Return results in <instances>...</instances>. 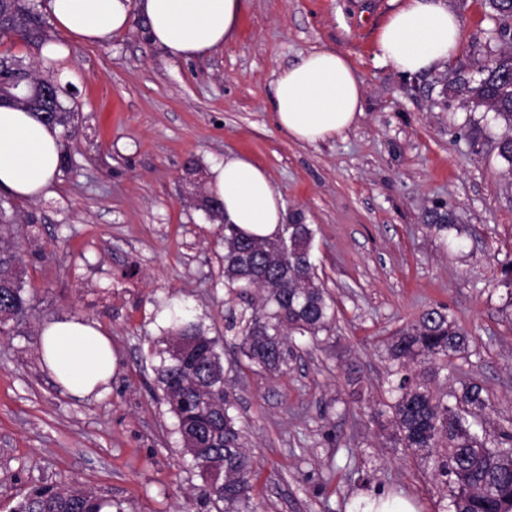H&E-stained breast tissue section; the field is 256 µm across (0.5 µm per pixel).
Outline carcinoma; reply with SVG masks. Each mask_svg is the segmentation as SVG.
Listing matches in <instances>:
<instances>
[{"mask_svg":"<svg viewBox=\"0 0 512 512\" xmlns=\"http://www.w3.org/2000/svg\"><path fill=\"white\" fill-rule=\"evenodd\" d=\"M499 17L501 33L512 31V0H488ZM13 36L27 45L43 44L47 31L33 0H0V37ZM33 74L24 106L42 122L76 133L75 113L64 106L63 89L48 96L44 79ZM464 89L479 106L494 111L511 134L502 137L498 155L512 172V53L484 66V77ZM206 216L224 224V289L227 302H243L231 311L226 330L234 332L246 369L279 376L297 356L296 337L318 342L335 320V301L319 282L312 261L314 229L305 223L283 224L273 237H257L224 223V203L204 198ZM11 199L0 197V334L32 308L20 257L22 240ZM437 231L456 228L452 212L434 213ZM163 336L151 355L157 389L175 418L184 455L204 479L199 495L217 512H255L251 492L253 456L243 442L236 400L224 383L218 339L207 334L188 310H171ZM468 332L437 308L424 311L415 323L387 341L393 362V395L386 416L396 444L432 470L446 491L447 512H512V426L478 434L475 419L488 407L484 388L473 381L459 391L442 392L434 381L439 362L464 354ZM124 512L120 503L72 484L49 489L35 486L11 512Z\"/></svg>","mask_w":512,"mask_h":512,"instance_id":"cac0c4a2","label":"carcinoma"}]
</instances>
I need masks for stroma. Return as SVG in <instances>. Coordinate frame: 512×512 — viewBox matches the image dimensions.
<instances>
[{"label":"stroma","mask_w":512,"mask_h":512,"mask_svg":"<svg viewBox=\"0 0 512 512\" xmlns=\"http://www.w3.org/2000/svg\"><path fill=\"white\" fill-rule=\"evenodd\" d=\"M458 55L411 76L374 57L392 0H245L238 35L209 55L169 60L145 23L97 44L69 41L56 65L77 131L49 194L16 200L34 241L21 256L34 308L0 335V512L34 485L74 482L127 512H216L196 489L174 419L160 401L149 351L161 336L154 300L175 293L219 337L227 385L257 470V512H358L401 496L443 512L441 485L395 446L377 416L386 400V340L429 308L469 333L468 351L442 372V390L481 384L484 428L512 421V169L496 142L506 126L451 85L512 51L494 34L487 0H447ZM333 49L363 83V113L336 139L292 140L269 110L279 68ZM269 173L284 221L313 226V259L336 302L329 344L301 347L288 373L232 366L224 328L219 225L186 194L188 159L205 178L227 154ZM453 211L459 232H436L431 212ZM80 316L108 333L118 358L110 391L79 400L56 385L38 354L41 326ZM358 377L355 399L348 384Z\"/></svg>","instance_id":"stroma-1"}]
</instances>
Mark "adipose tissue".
Instances as JSON below:
<instances>
[{
  "label": "adipose tissue",
  "mask_w": 512,
  "mask_h": 512,
  "mask_svg": "<svg viewBox=\"0 0 512 512\" xmlns=\"http://www.w3.org/2000/svg\"><path fill=\"white\" fill-rule=\"evenodd\" d=\"M55 25L88 44L125 30L133 15L146 23L153 45L173 60L198 58L234 39L242 0H50ZM458 17L446 0H398L381 26L377 59L405 74L442 66L460 49ZM363 87L348 58L316 51L279 69L271 110L288 137L310 144L343 134L362 113ZM59 128L20 105L0 106V189L21 199L48 194L59 172ZM224 203V220L259 237L284 221L280 197L264 168L239 155L214 164L206 183ZM39 356L55 382L78 399L109 389L117 368L110 338L80 317H61L40 329Z\"/></svg>",
  "instance_id": "obj_1"
}]
</instances>
